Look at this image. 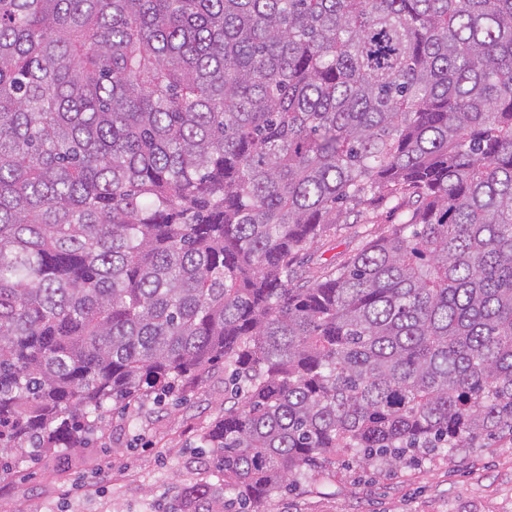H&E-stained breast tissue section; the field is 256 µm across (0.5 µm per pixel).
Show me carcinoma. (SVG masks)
I'll list each match as a JSON object with an SVG mask.
<instances>
[{
    "mask_svg": "<svg viewBox=\"0 0 512 512\" xmlns=\"http://www.w3.org/2000/svg\"><path fill=\"white\" fill-rule=\"evenodd\" d=\"M220 363L172 512L512 439V0H0V456ZM357 247V238L353 234L342 232L334 237L322 240L312 250L310 267H314L316 263L339 264L351 254Z\"/></svg>",
    "mask_w": 512,
    "mask_h": 512,
    "instance_id": "1",
    "label": "carcinoma"
}]
</instances>
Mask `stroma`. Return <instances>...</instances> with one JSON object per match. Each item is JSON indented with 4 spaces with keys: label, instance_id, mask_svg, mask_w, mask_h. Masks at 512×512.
I'll use <instances>...</instances> for the list:
<instances>
[{
    "label": "stroma",
    "instance_id": "stroma-1",
    "mask_svg": "<svg viewBox=\"0 0 512 512\" xmlns=\"http://www.w3.org/2000/svg\"><path fill=\"white\" fill-rule=\"evenodd\" d=\"M224 413V369L156 405L107 412L98 437L77 456L59 450L0 478V512H169L180 488L213 481L197 435ZM264 512H512V442L402 467L337 457Z\"/></svg>",
    "mask_w": 512,
    "mask_h": 512
}]
</instances>
